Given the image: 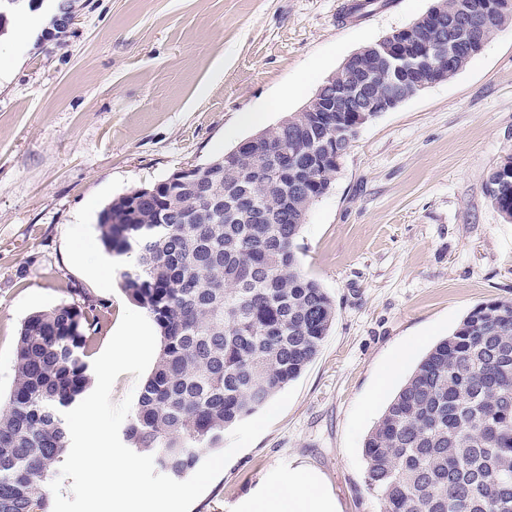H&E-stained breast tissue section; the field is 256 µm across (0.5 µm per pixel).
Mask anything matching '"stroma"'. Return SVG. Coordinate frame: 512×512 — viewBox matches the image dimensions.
Masks as SVG:
<instances>
[{"label": "stroma", "instance_id": "stroma-1", "mask_svg": "<svg viewBox=\"0 0 512 512\" xmlns=\"http://www.w3.org/2000/svg\"><path fill=\"white\" fill-rule=\"evenodd\" d=\"M341 0H73L75 23L28 47L0 39V404L34 313L106 303L102 353L131 301L137 261L99 245L113 199L205 164L298 111L352 53L410 26L435 0H389L344 21ZM259 112V125L242 123ZM512 155V27L452 80L364 124L302 226L299 258L336 320L297 394L236 453L190 512H247L307 468L338 512H379L363 442L394 360L400 388L475 306L512 299V223L486 192ZM95 240L85 264L78 237Z\"/></svg>", "mask_w": 512, "mask_h": 512}]
</instances>
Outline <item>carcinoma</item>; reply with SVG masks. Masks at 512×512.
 Instances as JSON below:
<instances>
[{"instance_id":"obj_1","label":"carcinoma","mask_w":512,"mask_h":512,"mask_svg":"<svg viewBox=\"0 0 512 512\" xmlns=\"http://www.w3.org/2000/svg\"><path fill=\"white\" fill-rule=\"evenodd\" d=\"M480 0H444L447 15ZM456 76L475 55L455 36ZM376 85L395 65L369 53L355 60ZM247 153L199 165L197 182L165 179L113 200L99 216L110 254L133 249L121 273L145 309L159 352L124 432L177 481L201 450L250 417L316 358L336 316L333 298L304 272L298 253L309 207L338 168L324 160L333 137L345 152L357 132L344 112H293ZM288 151L276 183L256 165ZM489 198L512 222V155L487 177ZM215 202L202 205L203 197ZM169 211L173 222L158 223ZM106 319L98 302L61 304L31 315L16 350L14 387L0 409V512H48L46 483L70 439L63 413L91 382L88 361ZM366 483L381 512H512V300L473 308L436 343L392 397L364 441Z\"/></svg>"}]
</instances>
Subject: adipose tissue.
Returning a JSON list of instances; mask_svg holds the SVG:
<instances>
[{
  "instance_id": "1",
  "label": "adipose tissue",
  "mask_w": 512,
  "mask_h": 512,
  "mask_svg": "<svg viewBox=\"0 0 512 512\" xmlns=\"http://www.w3.org/2000/svg\"><path fill=\"white\" fill-rule=\"evenodd\" d=\"M317 479L309 471H293L287 482L277 484L255 499L248 512H335L330 499L316 490Z\"/></svg>"
}]
</instances>
